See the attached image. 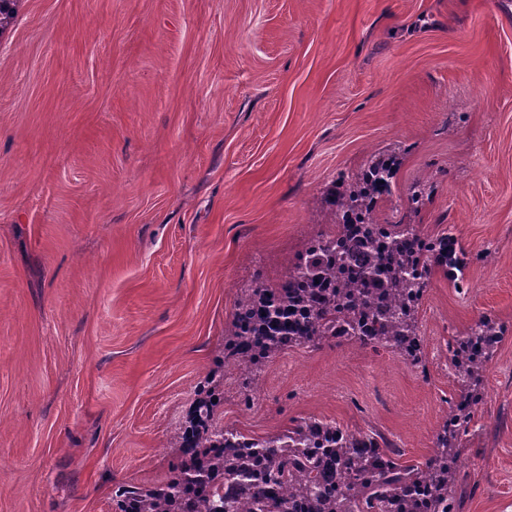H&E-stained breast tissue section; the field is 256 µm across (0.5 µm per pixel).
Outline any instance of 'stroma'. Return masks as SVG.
Returning <instances> with one entry per match:
<instances>
[{"label":"stroma","instance_id":"35a3bbf8","mask_svg":"<svg viewBox=\"0 0 512 512\" xmlns=\"http://www.w3.org/2000/svg\"><path fill=\"white\" fill-rule=\"evenodd\" d=\"M396 155L382 219L450 226L424 366L353 340L272 360L225 425L315 417L424 461L448 342L506 328L460 512H512V0H20L0 34V512H114L166 480L239 289L278 282L321 198ZM431 180L418 214L407 187Z\"/></svg>","mask_w":512,"mask_h":512}]
</instances>
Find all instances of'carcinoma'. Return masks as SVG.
Wrapping results in <instances>:
<instances>
[{
    "label": "carcinoma",
    "instance_id": "1",
    "mask_svg": "<svg viewBox=\"0 0 512 512\" xmlns=\"http://www.w3.org/2000/svg\"><path fill=\"white\" fill-rule=\"evenodd\" d=\"M18 2L0 0V34ZM397 168V157L379 154L354 179L331 187L323 198L328 229L287 260L283 279L240 289L224 327L222 364L236 370L244 407L253 406L268 363L291 347L346 338L422 363L418 314L432 269L458 284L468 257L449 227L428 234L379 219ZM431 192V184L413 182L407 209L419 212ZM503 336L504 326L485 316L448 342L460 390L422 463L403 464L377 436L312 417L265 436L242 433L222 422L224 382L212 379L188 425L169 441L178 453L171 476L122 488L115 512H459L461 448Z\"/></svg>",
    "mask_w": 512,
    "mask_h": 512
}]
</instances>
